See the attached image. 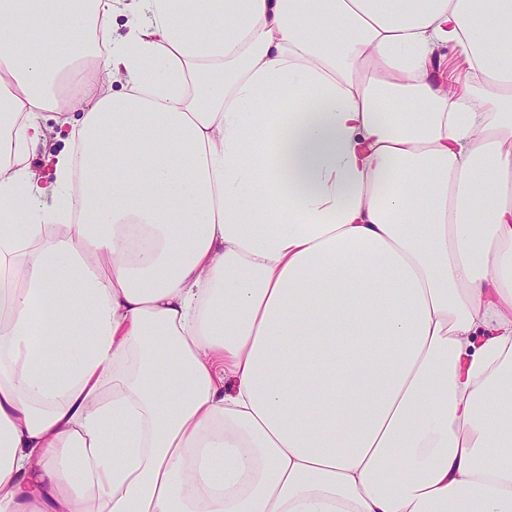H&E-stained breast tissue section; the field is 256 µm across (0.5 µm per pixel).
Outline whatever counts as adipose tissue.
I'll return each mask as SVG.
<instances>
[{"label":"adipose tissue","mask_w":512,"mask_h":512,"mask_svg":"<svg viewBox=\"0 0 512 512\" xmlns=\"http://www.w3.org/2000/svg\"><path fill=\"white\" fill-rule=\"evenodd\" d=\"M7 272L0 512H512V0H0Z\"/></svg>","instance_id":"adipose-tissue-1"}]
</instances>
